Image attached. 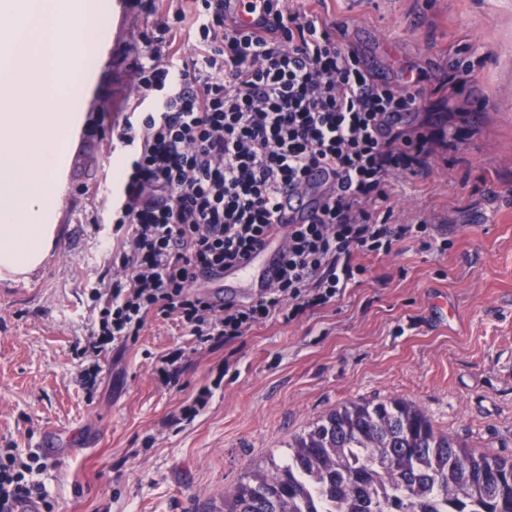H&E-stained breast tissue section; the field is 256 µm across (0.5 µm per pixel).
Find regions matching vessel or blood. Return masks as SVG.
<instances>
[{"label": "vessel or blood", "mask_w": 512, "mask_h": 512, "mask_svg": "<svg viewBox=\"0 0 512 512\" xmlns=\"http://www.w3.org/2000/svg\"><path fill=\"white\" fill-rule=\"evenodd\" d=\"M234 5L243 26L260 28L266 17L261 0H235ZM306 183V188H290L281 193L276 214L278 224H310L317 220L320 205L330 187L334 186L335 178L329 169L320 166L308 172ZM284 249L282 233L268 234L249 259L225 268L223 277L214 278L203 273L197 282L204 288H225V305L244 304L247 297L261 295L276 283Z\"/></svg>", "instance_id": "1"}]
</instances>
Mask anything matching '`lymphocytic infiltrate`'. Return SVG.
Instances as JSON below:
<instances>
[{"label":"lymphocytic infiltrate","mask_w":512,"mask_h":512,"mask_svg":"<svg viewBox=\"0 0 512 512\" xmlns=\"http://www.w3.org/2000/svg\"><path fill=\"white\" fill-rule=\"evenodd\" d=\"M186 2L152 23L134 103L108 121L128 150L112 203L126 234L115 247L122 276L94 294L98 323L81 350L89 389L108 345L137 338L149 315L175 320L197 344L228 342L336 300L365 272L356 256L389 253L395 236L428 229L391 228V211L378 209L392 174L415 173L449 145L444 127L406 123L427 109L422 89L375 80L337 29L286 0H265L256 31L225 0ZM188 21L196 44L185 59ZM313 165L333 169L338 184L317 222L289 225L279 280L240 309L194 293L199 270L250 257L275 225L281 192L302 187ZM36 462L0 448V512L34 495Z\"/></svg>","instance_id":"1"}]
</instances>
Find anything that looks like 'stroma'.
I'll return each mask as SVG.
<instances>
[{
  "label": "stroma",
  "mask_w": 512,
  "mask_h": 512,
  "mask_svg": "<svg viewBox=\"0 0 512 512\" xmlns=\"http://www.w3.org/2000/svg\"><path fill=\"white\" fill-rule=\"evenodd\" d=\"M154 0H140L101 72L100 132L62 193L53 248L33 273L0 278V448L58 454L32 475L51 512H223L241 478L283 461L288 444L349 402L402 399L480 453L512 461V0H317L370 72L434 89L457 149L437 150L430 175L392 177V224L426 221L334 302L270 320L224 344L196 345L176 322L149 318L111 346L94 390L74 354L97 319L94 292L113 275L106 243L112 181L101 113L134 93L133 63ZM182 349L178 385L158 375ZM192 421L180 418L202 387Z\"/></svg>",
  "instance_id": "stroma-1"
}]
</instances>
